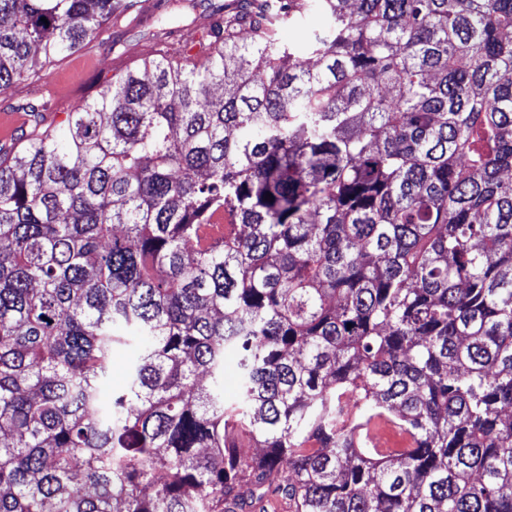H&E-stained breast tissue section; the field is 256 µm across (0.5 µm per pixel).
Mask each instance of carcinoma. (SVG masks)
<instances>
[{
	"label": "carcinoma",
	"mask_w": 512,
	"mask_h": 512,
	"mask_svg": "<svg viewBox=\"0 0 512 512\" xmlns=\"http://www.w3.org/2000/svg\"><path fill=\"white\" fill-rule=\"evenodd\" d=\"M133 5L0 0V91ZM206 19L0 146V512H512V0ZM129 367V353L124 349L116 350L112 355V371L109 377V387H112V390H119L126 386Z\"/></svg>",
	"instance_id": "cac0c4a2"
}]
</instances>
